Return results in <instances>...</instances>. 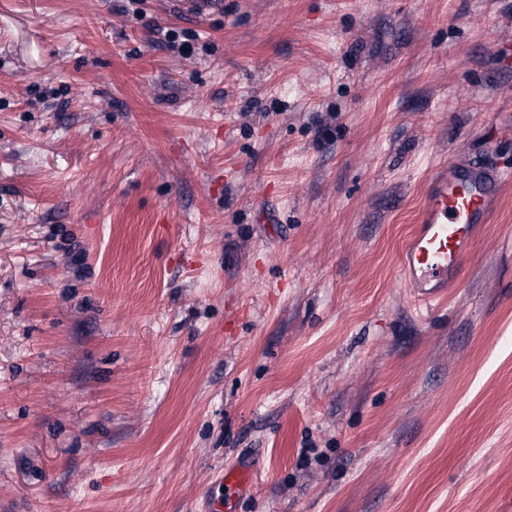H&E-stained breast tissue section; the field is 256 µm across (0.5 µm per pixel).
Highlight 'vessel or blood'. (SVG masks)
<instances>
[{
  "mask_svg": "<svg viewBox=\"0 0 512 512\" xmlns=\"http://www.w3.org/2000/svg\"><path fill=\"white\" fill-rule=\"evenodd\" d=\"M505 174L493 167L462 163L448 166L430 185L422 219L402 252L400 266L413 297L428 304L455 286L462 264L493 204L501 195ZM254 466L236 464L219 481L228 496L249 492Z\"/></svg>",
  "mask_w": 512,
  "mask_h": 512,
  "instance_id": "obj_1",
  "label": "vessel or blood"
}]
</instances>
